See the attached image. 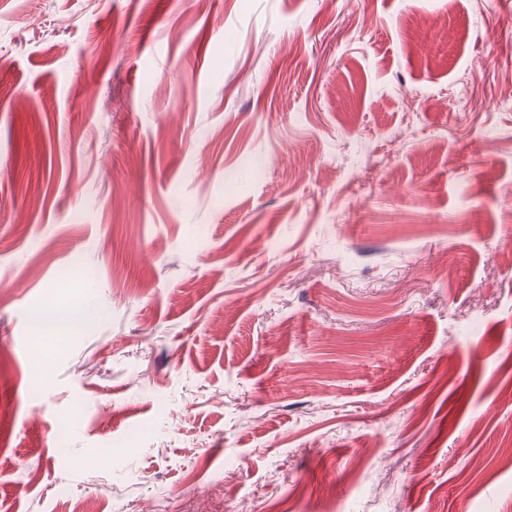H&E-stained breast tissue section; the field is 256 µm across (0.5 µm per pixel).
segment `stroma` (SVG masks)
<instances>
[{
	"label": "stroma",
	"instance_id": "35a3bbf8",
	"mask_svg": "<svg viewBox=\"0 0 512 512\" xmlns=\"http://www.w3.org/2000/svg\"><path fill=\"white\" fill-rule=\"evenodd\" d=\"M509 444L512 0H0V512H512Z\"/></svg>",
	"mask_w": 512,
	"mask_h": 512
}]
</instances>
